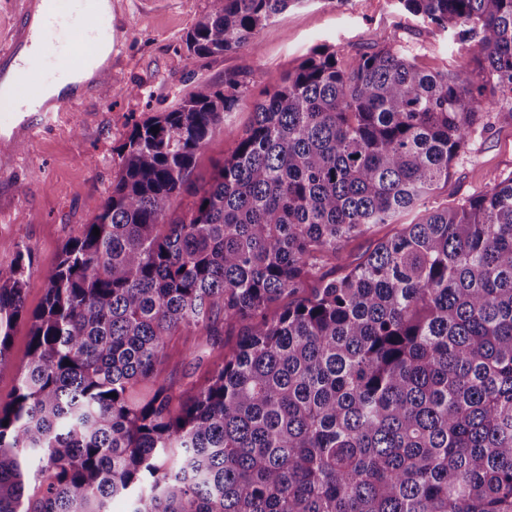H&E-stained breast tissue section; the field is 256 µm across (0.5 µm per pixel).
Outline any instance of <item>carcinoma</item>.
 I'll return each mask as SVG.
<instances>
[{"instance_id":"carcinoma-1","label":"carcinoma","mask_w":512,"mask_h":512,"mask_svg":"<svg viewBox=\"0 0 512 512\" xmlns=\"http://www.w3.org/2000/svg\"><path fill=\"white\" fill-rule=\"evenodd\" d=\"M304 2L219 0L187 51H239ZM398 2L477 51L478 73L423 70L403 46L344 69L316 48L178 214L250 94L235 75L199 83L132 127L39 309L29 248L0 265V366L30 322L0 397V512L117 496L130 512H512V173L426 208L488 115L512 113V0ZM418 210L303 294L343 243ZM245 321L204 382L137 392L177 330L207 344ZM30 323L20 320L14 327L8 362L0 367V396L6 397L17 383V374L22 367L28 350Z\"/></svg>"}]
</instances>
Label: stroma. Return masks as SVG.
<instances>
[{
	"mask_svg": "<svg viewBox=\"0 0 512 512\" xmlns=\"http://www.w3.org/2000/svg\"><path fill=\"white\" fill-rule=\"evenodd\" d=\"M217 0H117L112 27V87L75 102L19 143L13 158L0 168V265H9L17 244L30 249L27 310L40 308L45 277L63 245L79 237L93 217V206L112 190L120 167L119 148L133 124L167 110L197 83L223 85L240 75L253 94L279 84L318 47L334 48L343 68L362 53L402 45L429 71L475 68L474 53H457L446 33L426 28L396 0H342L339 6L309 0L267 23L246 48L221 56L192 57L185 36L196 19L213 11ZM54 49L35 69L40 79L59 76L81 51L67 27L49 25ZM137 85V97L123 95ZM253 101L245 99L223 128L197 156L193 180L207 184L248 129ZM512 173V115L491 113L488 126L475 134L456 161L448 183L430 206L454 204L486 192ZM241 328L225 331L221 343L206 353L192 351L194 336L175 333L157 380L180 385L204 379L207 371L233 351ZM30 324L20 320L12 333L9 360L0 366V396H7L28 350Z\"/></svg>",
	"mask_w": 512,
	"mask_h": 512,
	"instance_id": "stroma-1",
	"label": "stroma"
}]
</instances>
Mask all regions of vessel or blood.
Instances as JSON below:
<instances>
[{
  "instance_id": "vessel-or-blood-1",
  "label": "vessel or blood",
  "mask_w": 512,
  "mask_h": 512,
  "mask_svg": "<svg viewBox=\"0 0 512 512\" xmlns=\"http://www.w3.org/2000/svg\"><path fill=\"white\" fill-rule=\"evenodd\" d=\"M22 10L10 31L8 44L0 48V110L11 113L0 127V150L11 149L18 137L30 135L38 119L63 111L72 101L100 94L112 84V61L102 55L112 46V17L93 16L79 28L83 47L75 66L67 68L66 86L56 94L46 87L26 90L32 73L27 61L48 22L57 18L56 0H21Z\"/></svg>"
}]
</instances>
